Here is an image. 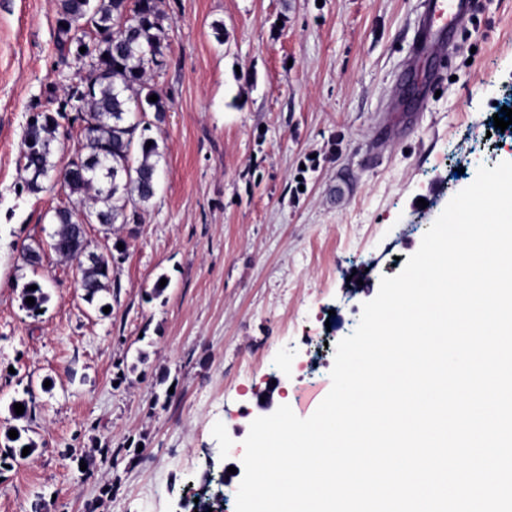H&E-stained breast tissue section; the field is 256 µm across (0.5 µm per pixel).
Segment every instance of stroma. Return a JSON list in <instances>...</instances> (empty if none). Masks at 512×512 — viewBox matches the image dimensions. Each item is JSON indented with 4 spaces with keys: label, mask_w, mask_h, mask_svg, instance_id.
I'll list each match as a JSON object with an SVG mask.
<instances>
[{
    "label": "stroma",
    "mask_w": 512,
    "mask_h": 512,
    "mask_svg": "<svg viewBox=\"0 0 512 512\" xmlns=\"http://www.w3.org/2000/svg\"><path fill=\"white\" fill-rule=\"evenodd\" d=\"M419 2L163 0L161 178L138 223L87 228L89 251L114 260L102 312L76 264L23 260L70 203L24 186V128L78 66L58 59L54 0H0V449L18 425L36 443L0 466V512H191L242 468L273 380L314 413L382 277L479 167L512 161L489 132L512 109V0H472L416 112L399 87ZM31 282L49 296L35 318Z\"/></svg>",
    "instance_id": "1"
}]
</instances>
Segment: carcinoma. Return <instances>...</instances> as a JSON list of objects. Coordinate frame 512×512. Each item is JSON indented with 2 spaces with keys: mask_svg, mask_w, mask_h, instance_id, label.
Wrapping results in <instances>:
<instances>
[{
  "mask_svg": "<svg viewBox=\"0 0 512 512\" xmlns=\"http://www.w3.org/2000/svg\"><path fill=\"white\" fill-rule=\"evenodd\" d=\"M165 14L160 0H57L55 44L64 58L81 55L86 48L94 70L57 95L55 111L34 112L27 122L19 171L26 188L44 189L54 175L76 206L54 210L50 248L63 261H75L81 272L85 298L91 302L108 288L109 264L87 252L84 229L77 220L83 214L99 223H137L139 211L157 191V140L145 136L151 123L143 120L151 110L161 123L167 99L148 83L163 64L168 48ZM158 96L152 102L149 97ZM82 124L85 143L68 166L56 172L52 161L60 120ZM23 303L37 317L48 300L42 287L23 289Z\"/></svg>",
  "mask_w": 512,
  "mask_h": 512,
  "instance_id": "carcinoma-1",
  "label": "carcinoma"
}]
</instances>
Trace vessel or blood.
<instances>
[{"label":"vessel or blood","instance_id":"obj_1","mask_svg":"<svg viewBox=\"0 0 512 512\" xmlns=\"http://www.w3.org/2000/svg\"><path fill=\"white\" fill-rule=\"evenodd\" d=\"M418 22V52L445 58L456 32L471 19L470 0H422Z\"/></svg>","mask_w":512,"mask_h":512}]
</instances>
